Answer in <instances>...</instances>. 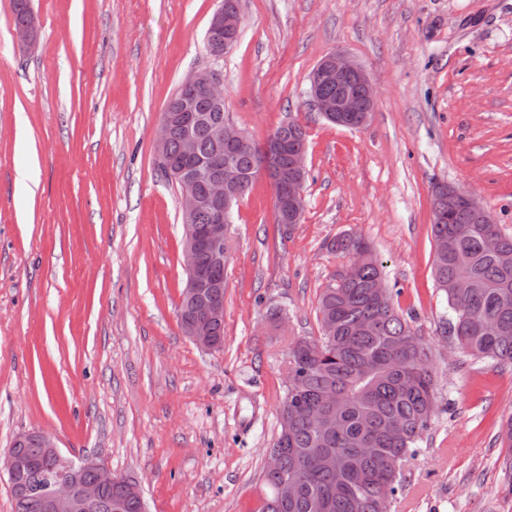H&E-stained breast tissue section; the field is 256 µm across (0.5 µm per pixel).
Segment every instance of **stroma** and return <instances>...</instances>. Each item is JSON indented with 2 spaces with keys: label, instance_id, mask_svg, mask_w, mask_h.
<instances>
[{
  "label": "stroma",
  "instance_id": "35a3bbf8",
  "mask_svg": "<svg viewBox=\"0 0 512 512\" xmlns=\"http://www.w3.org/2000/svg\"><path fill=\"white\" fill-rule=\"evenodd\" d=\"M220 4L31 0V51L0 0V460L44 430L72 460L139 480L148 512H259L290 345L320 336L319 297L346 263L328 244L356 232L439 373L392 512H512V364L446 334L432 234L447 183L512 235V0H240L239 39L215 57L203 39ZM336 52L374 82L358 129L309 101ZM200 71L253 140L291 120L308 131L300 224L276 223L262 177L233 209L213 351L180 325V192L156 153L169 99Z\"/></svg>",
  "mask_w": 512,
  "mask_h": 512
}]
</instances>
